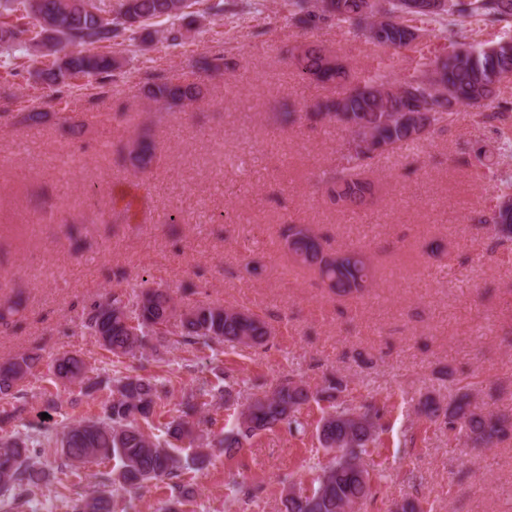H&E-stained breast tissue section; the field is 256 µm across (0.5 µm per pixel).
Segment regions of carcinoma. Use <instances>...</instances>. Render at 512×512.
<instances>
[{
    "mask_svg": "<svg viewBox=\"0 0 512 512\" xmlns=\"http://www.w3.org/2000/svg\"><path fill=\"white\" fill-rule=\"evenodd\" d=\"M188 0H117L103 6L100 0H43L44 13L63 27L59 35L36 40L31 29L28 0H4L3 9L17 12L16 21H0V44L27 56L40 50L65 49L64 55L39 73L40 80L60 93L68 80L87 77L105 89L112 83L120 61L104 48L140 25L156 19L169 22L165 39L173 45L185 39L176 26ZM291 13L302 25L317 28L329 23L345 24L384 50L408 49L428 32L426 25L438 23L450 33H461L475 18L483 22H505L512 26V0H439L433 11H411L406 0H288ZM195 67L207 74H222L229 69L224 54L203 55ZM300 74L334 90V94L313 105L306 115L315 122L338 121L348 131L343 164L322 173L329 198L348 208H359L372 195L373 185L364 172L375 156L403 147L419 145L448 127L463 107L491 108L486 118L512 117V101L499 98L502 77L512 72V36H503L491 45L462 43L441 56L423 58L415 74L393 80L375 72L352 80L349 71L316 44L304 46L296 56ZM144 97L157 105H192L203 98L197 83L174 82L159 75L147 78ZM416 114L418 130L413 132L403 121L406 113ZM123 160L134 169L145 171L157 160L154 142L142 138L133 143ZM501 188L497 202L478 223L487 226L492 238L512 242V173L499 172ZM287 239L296 260L318 269L320 277L336 295L367 287L372 278L368 258L361 251L346 249L334 254L324 251L320 238L309 228L290 224ZM140 289L137 301L114 294L105 302L94 300L82 313V326L98 338L116 358L145 351L147 337L162 336L174 317L176 307L171 294L150 288L146 281L127 284ZM180 336L186 345L217 343L261 345L270 336L268 324L244 310L200 303L180 314ZM39 356L20 354L0 363V401L11 410L0 411V424L19 418V382L31 375ZM55 379L83 384L85 363L77 355H64L51 366ZM217 384L209 391L186 390L179 415L154 425L156 407L168 394L166 384L156 376H112L85 387L89 395L101 388L109 396L100 411L51 439L49 427L26 424L28 431L0 434V504L16 508L31 503L46 483L49 473L41 458L55 445L56 469H70L90 460H112L116 467L101 475L100 487L77 498L60 496L66 512H118L123 494L153 480H169L172 506L160 512H180L176 506L193 497L190 483L182 479L206 459L198 451L191 461L176 453V443L193 447L201 438L200 427L209 423L202 408L225 405L232 396H241L239 381L224 367H212ZM347 385L338 377H327L320 389L312 392L293 386L284 379L253 403L241 405L236 423L218 439V446L232 458L243 441L261 431L284 427L292 436H303L308 423L301 415L310 401L328 403L319 424L325 425L326 438L337 448H356L341 469L322 468L316 486L305 501L290 498L286 512H353L359 499L372 496L369 470L361 454L380 440L385 431L384 408L374 400L348 405L339 400ZM210 400L199 402V397ZM420 415L442 421L448 431L463 434L475 448H490L512 430L504 414L485 410L469 395L451 398L448 403L428 396L420 403ZM263 486L233 480L230 492L236 501H250Z\"/></svg>",
    "mask_w": 512,
    "mask_h": 512,
    "instance_id": "1",
    "label": "carcinoma"
}]
</instances>
